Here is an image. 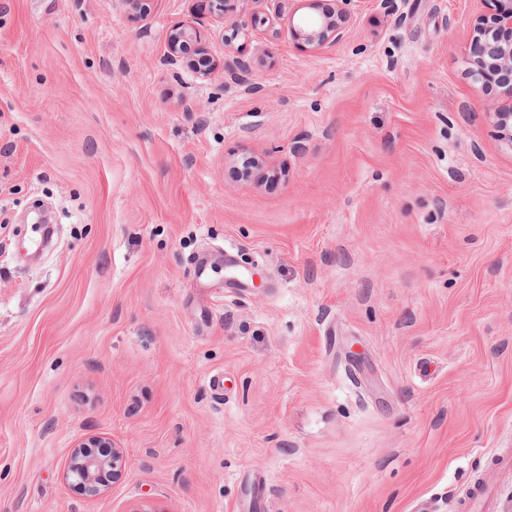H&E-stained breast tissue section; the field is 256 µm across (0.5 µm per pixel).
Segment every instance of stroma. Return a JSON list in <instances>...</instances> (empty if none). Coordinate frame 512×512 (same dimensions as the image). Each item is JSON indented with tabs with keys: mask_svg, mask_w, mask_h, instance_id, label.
Here are the masks:
<instances>
[{
	"mask_svg": "<svg viewBox=\"0 0 512 512\" xmlns=\"http://www.w3.org/2000/svg\"><path fill=\"white\" fill-rule=\"evenodd\" d=\"M492 14L353 0L313 50L265 0H0V512H459L512 454ZM187 19L208 77L165 61ZM92 441L91 443H89ZM72 448L65 479L75 482L88 497H98L105 493L107 475L112 481L117 479L125 466L123 452L120 448H112L109 441L96 438ZM88 448H112L107 455L91 452Z\"/></svg>",
	"mask_w": 512,
	"mask_h": 512,
	"instance_id": "35a3bbf8",
	"label": "stroma"
}]
</instances>
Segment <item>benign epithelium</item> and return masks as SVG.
I'll use <instances>...</instances> for the list:
<instances>
[{
  "label": "benign epithelium",
  "mask_w": 512,
  "mask_h": 512,
  "mask_svg": "<svg viewBox=\"0 0 512 512\" xmlns=\"http://www.w3.org/2000/svg\"><path fill=\"white\" fill-rule=\"evenodd\" d=\"M351 0H336L326 14L300 22L289 19L291 37L315 50L332 45L344 37V24ZM494 24L508 39L490 33L481 22L475 23L471 36L469 78L476 83L497 84L504 88V99L495 104L490 117L498 128L500 142L512 151V0H493ZM167 55L187 67L205 59L201 35L192 21H181L166 33ZM125 466L121 449L111 447L104 438L81 443L72 448L65 479L75 482L88 497H98L107 490L106 477L117 479Z\"/></svg>",
  "instance_id": "7a95c632"
}]
</instances>
